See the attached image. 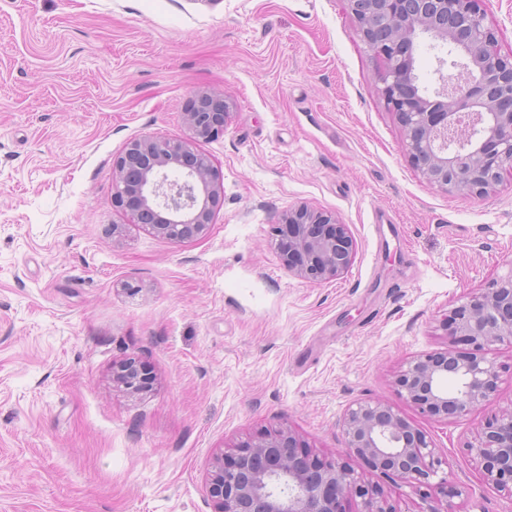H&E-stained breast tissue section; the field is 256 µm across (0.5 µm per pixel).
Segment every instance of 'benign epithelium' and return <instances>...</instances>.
Instances as JSON below:
<instances>
[{
  "label": "benign epithelium",
  "mask_w": 512,
  "mask_h": 512,
  "mask_svg": "<svg viewBox=\"0 0 512 512\" xmlns=\"http://www.w3.org/2000/svg\"><path fill=\"white\" fill-rule=\"evenodd\" d=\"M366 52L377 63L381 95L402 127L414 166L445 193L485 195L512 165V54L497 48L482 0H347ZM426 34L460 48L468 70L435 69L432 92L418 86L413 51ZM224 97L203 91L183 113L188 134L143 135L127 143L112 174V204L128 211L159 237L175 242L206 234L223 201L224 179L199 141L224 133ZM281 262L311 282L337 277L351 265L355 242L348 225L307 204L291 207L275 226ZM455 343L410 360L394 381L402 397L438 419L488 404L499 370L487 358L495 342H512V269L450 314ZM448 374L460 386L445 391ZM118 384L143 390V368L129 358L117 369ZM347 447L371 467L423 491L443 461L418 428L380 401L348 410ZM468 451L491 484L512 492V410L492 417ZM213 512H342L348 496L364 512H393L384 490L350 468L301 449L288 429L260 434L213 463L208 487Z\"/></svg>",
  "instance_id": "obj_1"
}]
</instances>
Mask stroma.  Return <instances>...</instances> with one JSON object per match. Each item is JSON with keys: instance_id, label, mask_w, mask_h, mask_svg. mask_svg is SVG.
I'll list each match as a JSON object with an SVG mask.
<instances>
[{"instance_id": "obj_1", "label": "stroma", "mask_w": 512, "mask_h": 512, "mask_svg": "<svg viewBox=\"0 0 512 512\" xmlns=\"http://www.w3.org/2000/svg\"><path fill=\"white\" fill-rule=\"evenodd\" d=\"M203 90L229 105L198 145L224 202L173 242L113 207L112 168L134 138L183 136ZM301 202L349 226L336 278L280 261L272 226ZM511 261L512 175L472 198L420 174L346 0H0V512H212L215 456L280 427L429 512L350 454L368 400L431 441L449 512H512L466 450L512 408V343L476 411L436 419L394 385ZM129 357L150 390L113 383Z\"/></svg>"}]
</instances>
